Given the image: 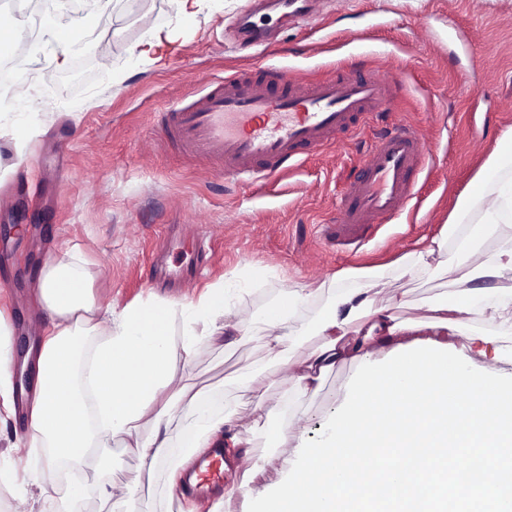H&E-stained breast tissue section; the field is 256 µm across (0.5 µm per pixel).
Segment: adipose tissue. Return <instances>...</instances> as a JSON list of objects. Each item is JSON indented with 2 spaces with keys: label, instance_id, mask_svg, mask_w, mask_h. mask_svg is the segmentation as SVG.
<instances>
[{
  "label": "adipose tissue",
  "instance_id": "obj_1",
  "mask_svg": "<svg viewBox=\"0 0 512 512\" xmlns=\"http://www.w3.org/2000/svg\"><path fill=\"white\" fill-rule=\"evenodd\" d=\"M85 18L43 32L52 52L50 66L66 68L81 42ZM512 148V133L501 141L460 194L439 236L423 249L403 256V272L413 279L437 275L449 289L426 301L424 315L402 319L396 314L404 299L382 297V275L369 269L351 288L337 289L328 309L308 325L302 312L319 297L320 288L296 284L256 311L237 305L229 289L215 286L182 308L148 300L121 308L101 307L90 293L80 251L47 266L37 284L44 322L32 349L34 390L27 414V445L49 451L48 463L21 472L0 463V490L9 495L8 512H34L36 497L58 493L57 461L88 472L94 448L117 447L138 457L146 470L167 459L180 444L182 459L172 465L171 485L183 484L191 462L213 438L224 441V495L261 492L262 466L241 436L261 430L262 416L239 417L208 408L205 390L187 392L179 367L206 352L207 345L227 336L257 341L290 390H317L325 376L349 360H379L399 346L418 340L452 344L488 370L505 373L512 366V236L493 250L477 245L482 228L512 222V176L501 161ZM180 316L183 334L173 344L169 323ZM367 318L366 332L355 324ZM319 346L304 359L291 350L308 331ZM95 345L79 356V337ZM152 434L141 438L139 426Z\"/></svg>",
  "mask_w": 512,
  "mask_h": 512
}]
</instances>
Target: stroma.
<instances>
[{"mask_svg":"<svg viewBox=\"0 0 512 512\" xmlns=\"http://www.w3.org/2000/svg\"><path fill=\"white\" fill-rule=\"evenodd\" d=\"M247 10L248 0H207L188 20L173 0H112L84 33L107 48L110 72L86 68L60 80L46 64L24 66L31 95L8 105V118L0 120V197L10 201L0 207V224L36 223L42 231L38 243L15 236L7 245L0 318L12 328L11 344L38 329L33 290L45 266L74 249L104 306L154 296L186 304L224 283L239 304L259 311L287 286L322 283L324 293L306 312L313 321L333 289L351 287L352 273L376 266L384 271L385 294L412 302L401 317L418 316V302L445 291L443 279L402 276L397 261L439 232L471 178L512 132V0H310L306 16L294 21L272 10L254 16L278 33L275 45L256 54L234 38ZM142 12L179 37L158 66H143L133 54L144 36L137 22ZM281 66L310 80L341 70L406 78L403 95L376 125H414L430 158L417 195L362 245L337 246L323 227L338 219L344 186L358 171L370 133L310 152L280 191L218 176L166 139V112L196 99L210 80L238 67L261 80ZM45 97L56 101L55 114L41 111ZM19 126L42 133L19 146L12 137ZM173 225L185 244L168 259L182 273L175 292L156 284L152 260ZM252 368L258 371L252 388L241 391L236 380ZM357 368L338 366L316 393L303 395L265 366L258 343L224 341L182 376L193 389L222 396L228 412L248 415L259 404L289 402L309 415L316 435ZM266 425V433L249 440L269 484L282 476L288 453L280 417ZM100 456L76 512H108L100 488L109 481L139 485L143 512H196L198 497L170 491L169 467L146 473L135 456L114 447Z\"/></svg>","mask_w":512,"mask_h":512,"instance_id":"stroma-1","label":"stroma"}]
</instances>
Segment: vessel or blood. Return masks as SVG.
I'll return each mask as SVG.
<instances>
[{"mask_svg":"<svg viewBox=\"0 0 512 512\" xmlns=\"http://www.w3.org/2000/svg\"><path fill=\"white\" fill-rule=\"evenodd\" d=\"M275 77L284 92L270 93L266 84L237 73L213 81L197 100L166 113L169 137L180 151L211 162L217 174L276 179L297 166L301 149L326 147L370 125L404 89L397 76L381 80L349 71L311 82L282 68ZM425 161L413 127L378 137L347 186L329 237L364 243L413 197L414 172ZM222 481L221 470L209 461L199 464L192 488L206 496Z\"/></svg>","mask_w":512,"mask_h":512,"instance_id":"vessel-or-blood-1","label":"vessel or blood"}]
</instances>
